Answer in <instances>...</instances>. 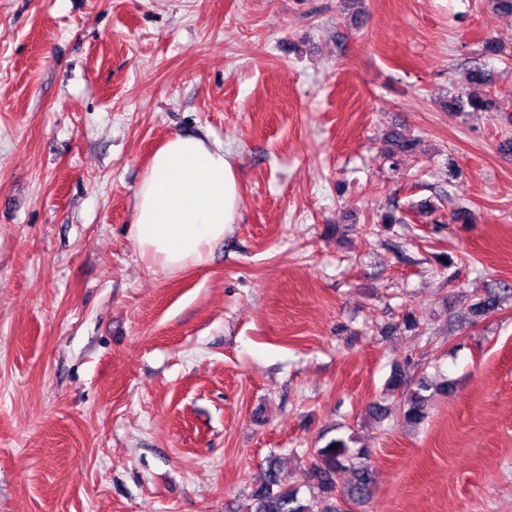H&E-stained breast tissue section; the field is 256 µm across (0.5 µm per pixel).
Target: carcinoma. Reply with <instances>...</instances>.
I'll use <instances>...</instances> for the list:
<instances>
[{
    "mask_svg": "<svg viewBox=\"0 0 512 512\" xmlns=\"http://www.w3.org/2000/svg\"><path fill=\"white\" fill-rule=\"evenodd\" d=\"M448 108L463 112H486L492 108V100L487 97L466 95L456 96L448 102ZM430 389L426 382L406 394L405 418L415 424L422 423L428 416V396ZM370 452L365 448L352 449L342 439H333L314 452V459L308 478L320 493V500H304L299 490L288 483L276 461L269 462L265 482L252 494L255 501L253 512H336V475L339 471L351 468L355 481L347 491V498L360 501L371 493Z\"/></svg>",
    "mask_w": 512,
    "mask_h": 512,
    "instance_id": "obj_1",
    "label": "carcinoma"
}]
</instances>
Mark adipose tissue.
Returning a JSON list of instances; mask_svg holds the SVG:
<instances>
[{"label":"adipose tissue","instance_id":"1","mask_svg":"<svg viewBox=\"0 0 512 512\" xmlns=\"http://www.w3.org/2000/svg\"><path fill=\"white\" fill-rule=\"evenodd\" d=\"M239 183L237 163L220 141L171 135L135 194L141 258L170 272L204 263L238 220Z\"/></svg>","mask_w":512,"mask_h":512}]
</instances>
